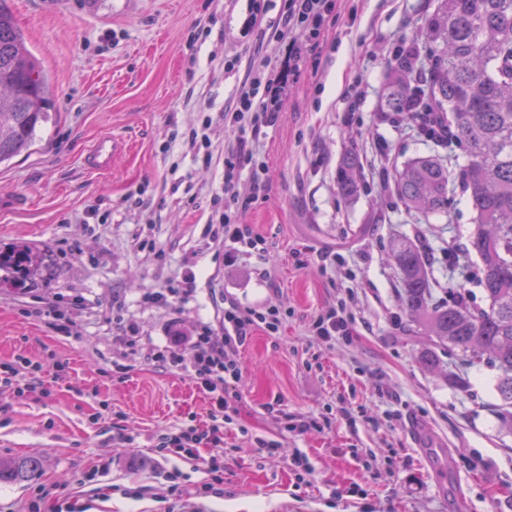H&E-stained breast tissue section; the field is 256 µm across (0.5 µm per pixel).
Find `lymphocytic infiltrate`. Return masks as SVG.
I'll list each match as a JSON object with an SVG mask.
<instances>
[{"mask_svg": "<svg viewBox=\"0 0 512 512\" xmlns=\"http://www.w3.org/2000/svg\"><path fill=\"white\" fill-rule=\"evenodd\" d=\"M334 8V0H287L276 26L280 38L288 42L289 61L296 65L305 61L309 46L317 43L324 27L334 19ZM286 85V75L270 69L268 59L253 60L234 100L224 110V126L231 133L224 148V211L218 221L210 222L204 236L209 242L223 243L224 264L228 267L242 257L263 260L269 253L266 239L243 224L241 217L269 191L264 173L252 167V146L263 128L275 124ZM280 323L275 309L244 307L228 299L224 302V331L220 334L210 325L201 324L192 336L159 350L145 351L136 334L113 337L112 343L120 353L141 352L159 366L187 373L209 399L208 423L179 424L159 434L154 441L159 455L193 458L206 448L210 451V472H223L224 429L230 420L235 387L243 375L239 349L255 331L276 334ZM309 333L320 344L333 346L349 341L355 328L340 305L316 316ZM43 373L41 363L20 356L13 363L0 366V384L22 397L42 389Z\"/></svg>", "mask_w": 512, "mask_h": 512, "instance_id": "lymphocytic-infiltrate-1", "label": "lymphocytic infiltrate"}]
</instances>
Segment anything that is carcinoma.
Segmentation results:
<instances>
[{
    "label": "carcinoma",
    "mask_w": 512,
    "mask_h": 512,
    "mask_svg": "<svg viewBox=\"0 0 512 512\" xmlns=\"http://www.w3.org/2000/svg\"><path fill=\"white\" fill-rule=\"evenodd\" d=\"M427 19L425 55L417 50L395 61L380 111L394 119L412 112H437L460 150L454 165L435 155L410 159L390 174L396 204L427 217L448 211L454 187L468 194L473 213L469 245L481 262L478 284L485 306L465 291L433 301L428 257L408 238L397 240L391 258L400 271L403 299L418 331L433 348L463 363L498 371V420L512 432V0H436ZM50 79L0 0V165L28 150L51 119ZM337 185L346 195L363 188L355 153L345 155ZM42 254L31 246L0 257L25 282L36 277ZM39 462L0 460V484L34 476Z\"/></svg>",
    "instance_id": "carcinoma-1"
}]
</instances>
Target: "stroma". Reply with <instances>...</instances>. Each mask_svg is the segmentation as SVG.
Here are the masks:
<instances>
[{
    "label": "stroma",
    "mask_w": 512,
    "mask_h": 512,
    "mask_svg": "<svg viewBox=\"0 0 512 512\" xmlns=\"http://www.w3.org/2000/svg\"><path fill=\"white\" fill-rule=\"evenodd\" d=\"M259 3L254 13L248 0H96L92 10L85 0H9L55 97L33 146L0 166V194L26 202L0 211V251L28 243L44 256L35 284L0 271V365L23 355L67 371L44 373V397L22 399L0 385V458L41 461L37 478L0 484V512H512V432L498 421L497 372L458 367L460 388L447 366L423 364L428 343L389 256L394 237H409L427 252L438 294L465 288L481 297L466 195L426 222L389 205L388 172L448 154L408 119L383 123L377 112L395 52L421 36L436 0H338V20L308 52L276 124L253 144L270 192L242 221L267 238L270 256L228 268L204 238L224 209V108L255 55L287 65L275 50L284 0ZM236 57L241 67L227 71ZM206 118L203 158L182 135ZM104 134L112 170L97 174L83 157ZM350 150L368 184L354 197L336 182ZM145 239L155 250L142 248ZM188 270L192 297L144 304L150 288L176 285ZM228 297L279 309L283 324L274 335L254 332L242 349L217 495L202 490L209 449L192 459L152 449L166 428L207 422L205 395L185 374L143 358L114 378L112 305L121 304L143 347L161 348L203 322L221 329ZM340 303L355 322L353 342L313 343L311 320ZM55 307L78 335L52 327ZM276 397L288 414L330 412L335 421L287 431L264 408ZM410 417L450 449V470L413 448ZM121 433L132 444L120 443ZM258 437L277 450H257ZM297 450L310 465L302 478L291 466ZM175 474L183 477L176 498L167 494Z\"/></svg>",
    "instance_id": "obj_1"
}]
</instances>
